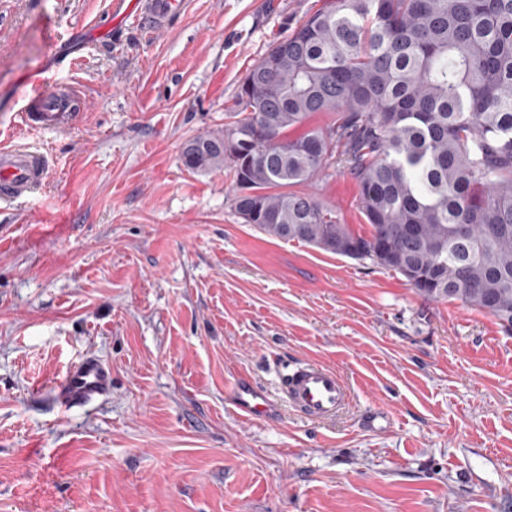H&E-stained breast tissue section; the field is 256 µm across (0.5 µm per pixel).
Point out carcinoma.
<instances>
[{
	"label": "carcinoma",
	"instance_id": "obj_1",
	"mask_svg": "<svg viewBox=\"0 0 512 512\" xmlns=\"http://www.w3.org/2000/svg\"><path fill=\"white\" fill-rule=\"evenodd\" d=\"M320 2L249 71L224 130L184 143V166L226 168L242 223L512 330V0ZM335 163L366 232L298 190Z\"/></svg>",
	"mask_w": 512,
	"mask_h": 512
}]
</instances>
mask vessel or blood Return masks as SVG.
Listing matches in <instances>:
<instances>
[{"instance_id":"vessel-or-blood-1","label":"vessel or blood","mask_w":512,"mask_h":512,"mask_svg":"<svg viewBox=\"0 0 512 512\" xmlns=\"http://www.w3.org/2000/svg\"><path fill=\"white\" fill-rule=\"evenodd\" d=\"M188 0H113L112 19H138L149 32L164 30L185 11ZM79 91L70 85L46 88L44 77L35 75L25 84L24 105L18 124L26 130L58 129L71 116L69 103ZM46 164L41 153L26 148L0 149V202L11 204L39 192ZM112 390V371L94 356L84 357L59 382L56 393L71 406H83ZM281 399L301 417L326 422L347 411L353 401L350 385L335 369L299 361L285 374ZM235 405L244 416L268 417L273 402L264 391L247 383L237 389Z\"/></svg>"}]
</instances>
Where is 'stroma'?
I'll return each instance as SVG.
<instances>
[{"mask_svg": "<svg viewBox=\"0 0 512 512\" xmlns=\"http://www.w3.org/2000/svg\"><path fill=\"white\" fill-rule=\"evenodd\" d=\"M318 6L191 0L149 34L112 0H0V146L50 159L0 208V512H512V331L260 233L227 171L181 161ZM39 69L86 97L66 129L9 124ZM313 190L363 224L341 167ZM87 354L112 391L63 407ZM303 359L350 384L342 418L240 416V379L273 394Z\"/></svg>", "mask_w": 512, "mask_h": 512, "instance_id": "obj_1", "label": "stroma"}]
</instances>
